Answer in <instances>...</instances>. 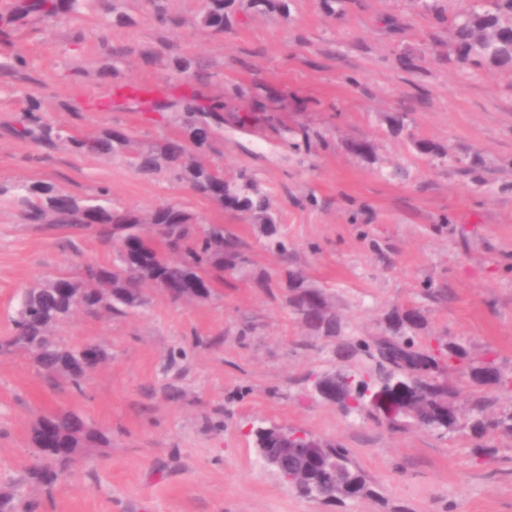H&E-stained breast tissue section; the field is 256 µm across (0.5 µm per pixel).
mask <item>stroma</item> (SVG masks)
Listing matches in <instances>:
<instances>
[{
    "instance_id": "stroma-1",
    "label": "stroma",
    "mask_w": 512,
    "mask_h": 512,
    "mask_svg": "<svg viewBox=\"0 0 512 512\" xmlns=\"http://www.w3.org/2000/svg\"><path fill=\"white\" fill-rule=\"evenodd\" d=\"M203 0H99L75 18L17 22L0 39V339L22 295L83 265L108 264L94 229L27 220L16 197L44 182L140 214L174 205L223 224L249 260L205 301L145 303L120 316L76 313L51 328L69 348L106 355L82 389L44 378L21 350L0 352V490L22 482L36 512H512V437L491 433L479 461L469 429L394 431L320 399L310 376L349 368L340 341L310 333L286 303L285 275L263 225L224 211L168 173H134L125 157L71 141L119 128L136 142L173 126L111 106L115 86L179 93L180 59L201 61L224 128L206 162L252 175L268 193L295 267L326 289L345 333L381 334L393 308L419 309L420 341L463 343L494 358L512 408V72L448 62V26L421 0H291L287 13L240 10L223 35L199 24ZM23 65H16V58ZM38 102L54 146L10 128ZM254 113L249 124L239 114ZM404 113L402 128L391 118ZM440 145L424 155L415 143ZM371 145L370 155L351 149ZM79 414L105 436L55 486L27 479L45 415ZM298 429L349 448L376 497L299 496L264 465L251 426Z\"/></svg>"
}]
</instances>
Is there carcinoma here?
Returning <instances> with one entry per match:
<instances>
[{"label": "carcinoma", "mask_w": 512, "mask_h": 512, "mask_svg": "<svg viewBox=\"0 0 512 512\" xmlns=\"http://www.w3.org/2000/svg\"><path fill=\"white\" fill-rule=\"evenodd\" d=\"M88 2L21 0L13 12L0 16V37L7 35L9 26L18 20L69 18L80 13ZM237 2L203 0L200 25L214 34L224 33L237 14ZM249 5L261 13L285 12L288 0H249ZM448 60L512 71V0H474L462 18L448 26ZM115 99L121 105L171 111L176 134L140 146L123 130L107 128L93 136L72 139L76 152L99 157L126 156L132 169L141 175L170 171L201 197L223 209L251 216L266 225L270 237L276 234L278 219L270 198L252 176L242 173L228 180L219 168L201 160L204 154L216 150L224 125V98L202 100L192 92L170 100L164 94L153 96L146 88L126 86L117 89ZM12 134L41 144L52 140L51 127L35 102L19 126L12 128ZM21 201L27 207V219L33 223L94 227L104 239L112 237L123 243V252L110 265H86L75 279L60 277L40 292L28 290L18 317L13 320L12 336L0 342V348L27 351L42 374H63L78 389L85 382L87 371L94 369L104 354L86 347L63 348L53 341L50 326L70 315V311L66 296L50 289L81 288L85 312L124 315L143 304L144 284L172 286L166 296L173 301L192 300L199 288L209 297L214 284L224 280V274H233L249 263L234 232L222 224L200 226L193 214L173 205L159 206L143 217L133 210L79 200L46 184L22 186ZM157 226L165 227L166 234L153 235ZM273 246L284 266L286 302L295 318L300 321L306 316L324 325L327 335H341V323L328 295L309 283L302 271L289 265L288 243L276 240ZM421 322L418 310L395 308L387 315L382 336L371 343L347 340L344 354L360 358L361 363L350 372L314 375V380L328 384L319 397L346 415L380 421L382 417L369 412L366 403L376 392L395 388L405 402L406 414L386 421L393 430L417 429L445 435L466 425L476 439L489 431L512 436V411H495L489 397L480 395L471 401V415L465 422L457 406L460 388L452 375L462 372L470 386L477 389L500 386L504 379L494 360L474 361L468 349L455 341L417 340L410 330ZM51 420L57 429L55 446L43 452L42 462L27 472V478L45 485L54 484L72 463L69 448L78 445L77 435L84 426L73 413H57ZM252 436L259 456L273 454L276 439L265 427L255 428ZM297 451L303 460L292 464V476L286 484L301 496H320L326 489L324 478L332 469L336 470V486L343 489L339 501L374 496L367 474L343 445L333 443L312 454L302 447ZM32 509L18 490L0 492V512Z\"/></svg>", "instance_id": "1"}]
</instances>
